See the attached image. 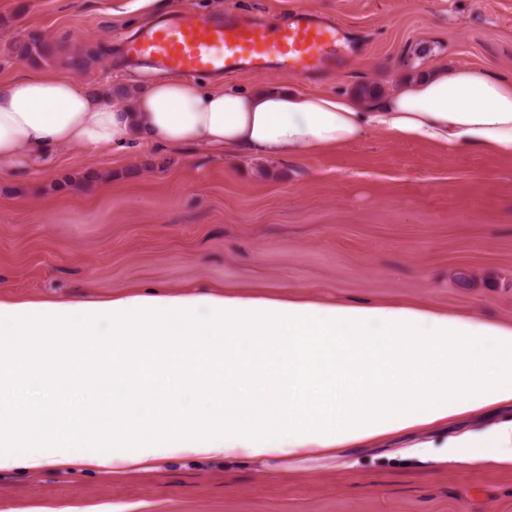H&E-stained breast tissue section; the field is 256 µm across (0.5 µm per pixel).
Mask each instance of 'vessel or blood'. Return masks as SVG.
Masks as SVG:
<instances>
[{
    "label": "vessel or blood",
    "instance_id": "vessel-or-blood-1",
    "mask_svg": "<svg viewBox=\"0 0 512 512\" xmlns=\"http://www.w3.org/2000/svg\"><path fill=\"white\" fill-rule=\"evenodd\" d=\"M343 40L339 24L306 11L282 21L180 13L142 32L127 53L182 75L279 72L307 79L345 62Z\"/></svg>",
    "mask_w": 512,
    "mask_h": 512
}]
</instances>
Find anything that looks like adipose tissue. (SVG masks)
Returning <instances> with one entry per match:
<instances>
[{
    "instance_id": "adipose-tissue-1",
    "label": "adipose tissue",
    "mask_w": 512,
    "mask_h": 512,
    "mask_svg": "<svg viewBox=\"0 0 512 512\" xmlns=\"http://www.w3.org/2000/svg\"><path fill=\"white\" fill-rule=\"evenodd\" d=\"M382 132L512 158V77L442 65L373 93L206 88L160 74L96 93L0 84V160L205 147L291 160ZM512 405V322L402 304L243 297L188 283L107 301L0 299V470L167 454L263 465ZM512 465V420L449 443Z\"/></svg>"
}]
</instances>
